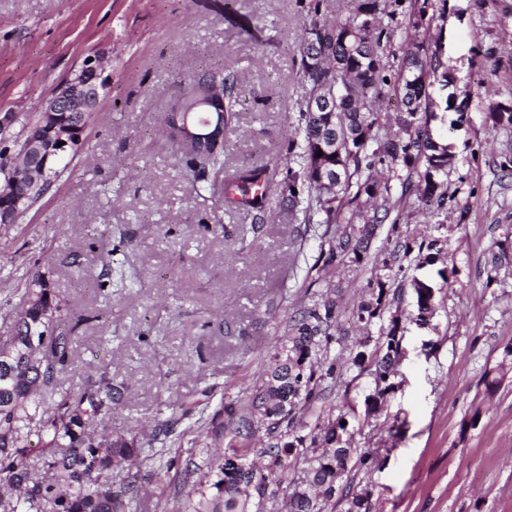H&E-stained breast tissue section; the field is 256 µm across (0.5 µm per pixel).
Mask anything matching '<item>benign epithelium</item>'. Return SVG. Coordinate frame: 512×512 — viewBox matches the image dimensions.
Segmentation results:
<instances>
[{"label":"benign epithelium","instance_id":"1","mask_svg":"<svg viewBox=\"0 0 512 512\" xmlns=\"http://www.w3.org/2000/svg\"><path fill=\"white\" fill-rule=\"evenodd\" d=\"M104 72L102 56L86 57L78 73L43 108L36 131L5 167L8 185L0 191V224L17 223L49 189L60 161L79 151L85 128L75 116L94 112L107 85Z\"/></svg>","mask_w":512,"mask_h":512}]
</instances>
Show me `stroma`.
<instances>
[{"instance_id": "stroma-1", "label": "stroma", "mask_w": 512, "mask_h": 512, "mask_svg": "<svg viewBox=\"0 0 512 512\" xmlns=\"http://www.w3.org/2000/svg\"><path fill=\"white\" fill-rule=\"evenodd\" d=\"M0 0V163L24 128L78 71L107 61L109 87L68 169L19 223L0 225V336H9L28 277L40 273L65 298L79 343L72 384L112 377L121 398L100 426L143 447L182 401L207 414L236 411L262 384L281 323L329 288L349 311L365 296L370 267L316 270L320 241L296 240L280 183L304 90L296 46L311 0ZM455 77L454 109L434 130L456 155L448 206L429 210L396 196L397 227L382 224L371 255L396 240L435 242L449 283L428 325L405 322L397 388L377 412L368 375L325 379L302 435L346 415L351 447L381 461L353 471L370 489V512H512V263L488 278L499 248L512 254V126L487 117L512 107V0H429ZM233 73L242 107L226 172L265 168V226L224 199L212 177L184 173L159 120L195 73ZM80 267H73V259ZM112 285L99 288L104 259ZM496 375L487 391V375ZM169 471L143 465L133 512H184L187 470L201 473L216 448L203 421H181Z\"/></svg>"}]
</instances>
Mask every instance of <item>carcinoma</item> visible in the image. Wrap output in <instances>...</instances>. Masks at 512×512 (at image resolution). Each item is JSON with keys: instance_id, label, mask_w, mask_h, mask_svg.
<instances>
[{"instance_id": "obj_1", "label": "carcinoma", "mask_w": 512, "mask_h": 512, "mask_svg": "<svg viewBox=\"0 0 512 512\" xmlns=\"http://www.w3.org/2000/svg\"><path fill=\"white\" fill-rule=\"evenodd\" d=\"M315 0L311 16L297 45L299 73L305 87L295 127L288 142V164L281 195L288 214L297 221L296 237L305 239L311 225L323 224L320 234L323 266H360L378 225L389 219L394 205L390 182L398 180L401 194H415L426 206L444 209V189L455 162L452 146L434 136L431 121L451 108L450 99L436 96L432 84L445 90L453 82L437 49H431L426 23L428 0H411L407 34L394 69L384 64L385 50L395 30L382 24L381 0H350L343 21L321 17ZM219 87L224 96V134L237 131L239 92L236 80L224 70L206 71L190 78L176 99L180 125L202 133L208 114L200 111L208 91ZM400 101L394 115L396 130L382 132L373 104L387 95ZM178 148L190 172L224 170L227 139L220 142L180 138ZM322 152L317 156L316 152ZM382 170L388 177H378ZM235 193L238 203L256 210L253 230L264 224L262 201L265 183L255 168L224 176V195ZM434 243L415 247L397 243L375 263L390 270L414 257L420 270L432 266ZM428 254H423V250ZM414 306L429 304L422 289L430 280H410ZM365 299L353 319L367 327L387 320L375 344L361 338L351 351V366L368 373L373 403L393 392L401 347L402 319L392 310L387 281L379 275L367 282ZM340 298L325 291L318 299L284 321L283 336L269 355L260 392L239 416L230 439L209 470L192 483V512H249L248 488L260 497L269 484L288 480L284 460L301 447L308 453L304 479L291 483L288 512H369L370 491H358L351 472L370 468L376 458L354 454L348 446L346 417L328 422L323 435L298 434L305 407L322 395L321 382L344 369L320 352L338 331ZM67 303L39 274L25 288L12 334L0 340V512H132L139 495L132 466L149 457L136 437H97V429L112 413L119 391L109 384L86 383L75 391H60L62 377L71 371L77 337L63 329ZM257 423L269 443L261 453L264 467L250 460L252 448L238 441L241 430ZM37 441H32V438ZM310 444H305V440Z\"/></svg>"}]
</instances>
